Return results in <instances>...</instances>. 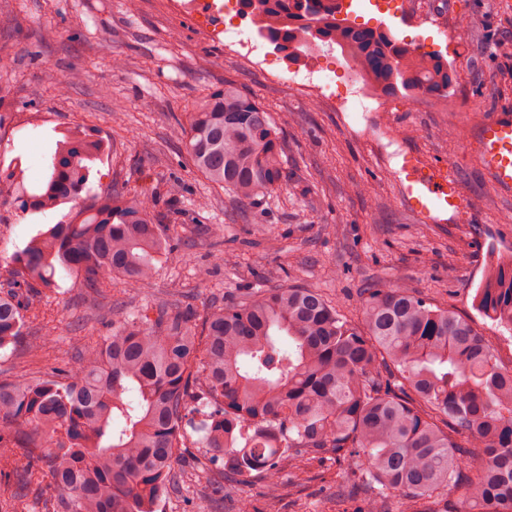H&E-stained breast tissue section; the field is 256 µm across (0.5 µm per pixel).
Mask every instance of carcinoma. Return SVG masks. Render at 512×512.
Returning a JSON list of instances; mask_svg holds the SVG:
<instances>
[{"instance_id": "1", "label": "carcinoma", "mask_w": 512, "mask_h": 512, "mask_svg": "<svg viewBox=\"0 0 512 512\" xmlns=\"http://www.w3.org/2000/svg\"><path fill=\"white\" fill-rule=\"evenodd\" d=\"M243 2L257 34L291 56L319 40L385 92L452 86L442 57L341 24L339 0ZM280 140L271 114L229 84L187 117L190 165L244 202L280 181ZM105 150L77 125L61 131L37 185L17 165L0 169V200L20 213L70 205L69 219L6 259L0 283V350L23 346L56 375L0 379V505L25 512L18 485L45 472L59 496L41 512H155L198 413L195 444L216 453L232 486L261 474L275 494L297 458L332 454L360 471L349 493L394 494L397 512H434L454 492L455 512H512V370L468 318L399 287L371 289L360 324L312 288L268 289L200 318L162 303L112 320L78 348L76 372L56 367L46 344L23 336L56 275L144 284L174 248L148 195L81 196ZM473 304L512 332V258L487 270ZM472 448L481 455L466 469Z\"/></svg>"}]
</instances>
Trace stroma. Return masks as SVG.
<instances>
[{"label":"stroma","mask_w":512,"mask_h":512,"mask_svg":"<svg viewBox=\"0 0 512 512\" xmlns=\"http://www.w3.org/2000/svg\"><path fill=\"white\" fill-rule=\"evenodd\" d=\"M394 15L352 0L342 24L385 25L395 39L438 53L455 84L448 96L381 92L374 109L350 116L270 82L206 37L195 16H173L165 0H0V161L21 160L39 181L60 128L79 124L109 141L92 165L87 193L128 190L159 200L157 220L174 230L171 256L145 287L117 281L93 291L67 274L42 319L25 334L43 337L67 368L78 346L104 336L108 300L120 315L167 303L177 311L288 286L315 288L360 320L362 291L393 284L471 319L500 364L512 369V333L473 306L484 271L512 256V192L483 171L478 133L493 115L512 116V0H393ZM121 66H114V59ZM271 113L282 131L285 175L257 204L213 186L188 163L185 114L225 84ZM448 166L472 202L442 223L414 214L397 184L404 156ZM16 213L0 205L6 253L68 213ZM358 471L311 456L278 512H392L361 491ZM267 482L241 494L199 497L191 483L163 495L157 512H264Z\"/></svg>","instance_id":"1"}]
</instances>
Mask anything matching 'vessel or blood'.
<instances>
[{"label": "vessel or blood", "mask_w": 512, "mask_h": 512, "mask_svg": "<svg viewBox=\"0 0 512 512\" xmlns=\"http://www.w3.org/2000/svg\"><path fill=\"white\" fill-rule=\"evenodd\" d=\"M479 146L483 170L500 188L512 191V118L485 122L479 132ZM404 173L401 194L415 212L430 217L464 206V193L446 172L410 158L404 163Z\"/></svg>", "instance_id": "obj_1"}]
</instances>
